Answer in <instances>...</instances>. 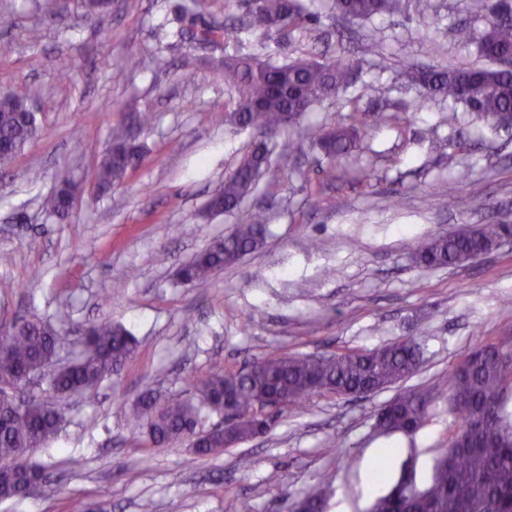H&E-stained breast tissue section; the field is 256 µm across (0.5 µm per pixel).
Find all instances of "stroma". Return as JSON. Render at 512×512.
<instances>
[{
    "instance_id": "obj_1",
    "label": "stroma",
    "mask_w": 512,
    "mask_h": 512,
    "mask_svg": "<svg viewBox=\"0 0 512 512\" xmlns=\"http://www.w3.org/2000/svg\"><path fill=\"white\" fill-rule=\"evenodd\" d=\"M188 0H112L87 13L67 0L50 16L42 0H0L15 25L0 30V91L30 89L38 135L0 165V324L53 320L59 355L80 347L82 325L122 323L139 348L95 397L60 400L56 438L30 455L57 482L55 496L35 491L0 501V512H67L96 503L104 512H286L328 477L326 512H369L364 470L395 449L390 477L402 466L431 476L433 459L459 427L447 396L437 398L414 435H386L380 408L397 393L317 394L288 406L271 430L219 457L192 454L188 440L143 457L142 433L124 414L145 390L158 399L188 396L211 373L236 372L270 353L331 355L404 339L423 362L410 387L447 389L478 343L512 336V238L456 267H423L418 242L467 225L512 222V130L478 120L437 96L418 107L420 86L405 68L479 62L488 14L480 0H430L426 13L405 10L349 20L333 0H300L310 20L281 34L247 26L245 0H204L199 19L225 22L227 42L195 52L164 27ZM467 27L471 40L455 31ZM439 46L426 52L427 40ZM282 62L343 58L351 80L306 112L303 124L327 129L361 109L376 124L366 149L332 167L309 139L276 147L245 208L263 209L264 246L216 270L208 287L177 283L175 271L223 237L230 213L207 204L254 140L224 122L234 94L217 63L224 54ZM122 83L112 73L129 57ZM196 72L183 83L184 66ZM153 115L140 125L138 115ZM125 124L142 145V164L110 193L95 176ZM77 187L69 216L45 213L40 199L61 173ZM252 464L240 470L236 460ZM81 459L73 468V459Z\"/></svg>"
}]
</instances>
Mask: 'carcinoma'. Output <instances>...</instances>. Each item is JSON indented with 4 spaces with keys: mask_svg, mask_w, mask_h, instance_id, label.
<instances>
[{
    "mask_svg": "<svg viewBox=\"0 0 512 512\" xmlns=\"http://www.w3.org/2000/svg\"><path fill=\"white\" fill-rule=\"evenodd\" d=\"M193 7L177 19L172 37L194 48L218 44L229 36L223 25L195 30L186 25ZM402 8L401 0H336V10L353 19H367ZM249 25L266 33L300 28L308 20L299 4L289 0H250ZM480 55L490 61L512 53V23L489 20L479 44ZM220 69L224 82L235 90L226 121L254 131L252 150L224 180L210 200L217 212L235 211L237 224L231 233L215 239L206 249L179 268L180 280L195 288L207 287L212 273L235 264L244 254L265 242L267 219L260 210L242 204L257 188L269 166L275 137L297 124L316 103L349 82L350 72L340 61L321 63L307 58L276 63L226 57ZM426 90L418 103L423 107L433 94L463 103L494 124L502 113L512 112V73L487 66L432 69L412 76ZM30 92L20 84L0 95V147L12 159L33 139L38 128L29 110ZM372 125L364 118L318 134L319 144L331 159L361 147ZM111 147L96 174L98 193L105 194L140 163L143 153L122 125L112 128ZM69 187L63 185L44 196L42 208L56 215L67 211ZM512 224H482L457 233L432 237L415 250L416 261L428 267L462 266L488 248L496 247ZM54 326L41 320H21L0 328V393L8 396L24 386L28 376L46 380L48 390L61 398L92 394L112 378L138 349L135 336L122 324L102 320L84 329L88 345L68 368L51 371L56 355ZM505 342L483 343L466 356L450 378L448 405L460 420L457 432L436 457L430 480L419 484L413 469L402 468L387 482L394 450L386 448L373 470L378 483L389 484L376 497L371 512H512V410L508 381L497 354ZM423 351L414 340H402L372 350H347L330 356L272 353L236 373L217 371L202 381L194 395L172 397L162 403L146 393L127 413L133 430L147 435L151 448L164 447L185 437L197 456H220L224 450L262 432V423L248 414L258 406L295 404L317 393L351 395L389 388L411 377L422 363ZM436 396L430 391L403 389L386 402L377 416L385 433L413 435L430 415ZM244 418L230 434H203L197 425L203 410L220 414L224 403ZM63 418L60 409L34 394L15 410L0 400V500L20 496L28 482L39 483L46 493L55 487L45 480L43 468L28 459L30 451L47 445ZM304 512H325V489L312 487L295 501Z\"/></svg>",
    "mask_w": 512,
    "mask_h": 512,
    "instance_id": "carcinoma-1",
    "label": "carcinoma"
}]
</instances>
